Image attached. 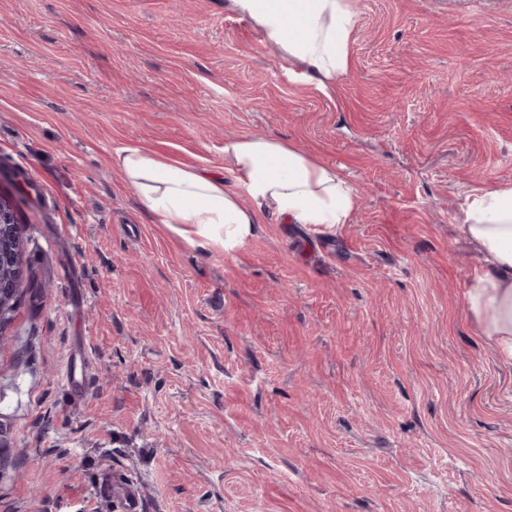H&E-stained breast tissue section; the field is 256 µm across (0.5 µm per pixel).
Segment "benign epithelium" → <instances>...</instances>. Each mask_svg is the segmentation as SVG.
<instances>
[{
	"mask_svg": "<svg viewBox=\"0 0 512 512\" xmlns=\"http://www.w3.org/2000/svg\"><path fill=\"white\" fill-rule=\"evenodd\" d=\"M30 278L13 195L0 186V329L10 322L20 286Z\"/></svg>",
	"mask_w": 512,
	"mask_h": 512,
	"instance_id": "7a95c632",
	"label": "benign epithelium"
}]
</instances>
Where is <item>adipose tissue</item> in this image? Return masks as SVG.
Masks as SVG:
<instances>
[{
  "mask_svg": "<svg viewBox=\"0 0 512 512\" xmlns=\"http://www.w3.org/2000/svg\"><path fill=\"white\" fill-rule=\"evenodd\" d=\"M231 4L322 88L347 74L357 26L350 0ZM224 155V179L139 147L117 149L113 162L162 224L210 252L236 251L268 213L323 233L350 223L358 206L357 190L340 170L291 143L243 135L225 141ZM457 229L493 259L474 268L465 300L481 336L512 364V182L473 189Z\"/></svg>",
  "mask_w": 512,
  "mask_h": 512,
  "instance_id": "obj_1",
  "label": "adipose tissue"
}]
</instances>
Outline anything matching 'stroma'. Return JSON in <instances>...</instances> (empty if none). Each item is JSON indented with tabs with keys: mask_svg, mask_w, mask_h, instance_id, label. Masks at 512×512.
I'll return each instance as SVG.
<instances>
[{
	"mask_svg": "<svg viewBox=\"0 0 512 512\" xmlns=\"http://www.w3.org/2000/svg\"><path fill=\"white\" fill-rule=\"evenodd\" d=\"M322 88L228 0H0V187L41 303L0 330V512H512V366L457 230L512 182V0H353ZM275 136L357 187L350 224L190 245L112 165L224 175ZM89 357L82 397L63 383Z\"/></svg>",
	"mask_w": 512,
	"mask_h": 512,
	"instance_id": "35a3bbf8",
	"label": "stroma"
}]
</instances>
